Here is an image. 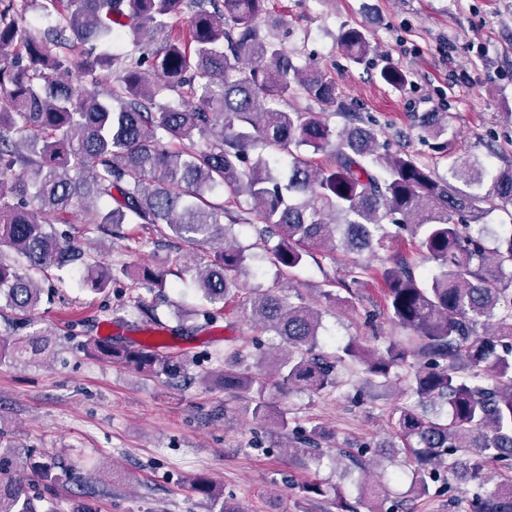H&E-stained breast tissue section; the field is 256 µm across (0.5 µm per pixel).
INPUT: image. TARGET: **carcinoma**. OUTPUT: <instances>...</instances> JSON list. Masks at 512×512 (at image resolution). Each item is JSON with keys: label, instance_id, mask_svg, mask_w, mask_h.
Instances as JSON below:
<instances>
[{"label": "carcinoma", "instance_id": "cac0c4a2", "mask_svg": "<svg viewBox=\"0 0 512 512\" xmlns=\"http://www.w3.org/2000/svg\"><path fill=\"white\" fill-rule=\"evenodd\" d=\"M27 2L0 0V92L8 101L0 109V245L25 262L20 272L0 260L4 307L26 318L41 301L44 272L75 260L92 292L112 281V269L91 248L52 229L72 213L81 215L78 234L87 241L124 224H162L186 243L170 263L192 274L205 302L193 311V331L208 327L211 307L234 296V273L248 259L229 243L236 220L224 223L218 194L230 201L248 196L264 225L261 236L278 238L272 262L288 277L315 248L332 259L339 247L387 250L385 225L394 224L436 268L419 275L401 255L383 270L351 271L344 302L378 275L387 318L408 332L384 350L351 339L331 356L316 352L319 313L280 289L250 292L242 317L287 346L272 361L284 391H327L338 384V369L358 364L371 376L404 383L406 393L436 408L433 418L416 408L395 417L404 463L414 464L413 496L428 495L440 472L451 471L476 487L464 497V512H512V167L487 171L477 157L449 155L447 179L406 151L389 152L376 120L351 111L315 62L298 63L285 46L287 20L269 0H40L54 20L43 38L23 24ZM177 18L187 22L188 36L172 33ZM337 41L354 63L371 51L361 28L342 29ZM378 78L395 89L408 82L390 63ZM297 99L321 111L274 107ZM330 109L347 126L331 129ZM418 122L432 149L448 155V122L434 112ZM485 176L491 186L483 192ZM107 199L116 207L105 211L99 203ZM498 211L509 223L490 248L482 223ZM203 246L214 250L207 262L197 252ZM142 280L163 288L166 270L146 269ZM147 331L152 337L134 345L97 337L91 353L179 377L183 365L169 353L165 327ZM50 350L47 334L0 337V358L14 364ZM215 382L248 394L255 422L268 417L265 374L226 366ZM279 429L291 455L322 456L321 427L291 431L283 417ZM491 466L502 480L487 489ZM17 467L47 487L57 480L49 457H21ZM196 489L211 512H244L203 482ZM0 512L60 510L53 498L29 494L6 465ZM370 512L409 507L385 492Z\"/></svg>", "mask_w": 512, "mask_h": 512}]
</instances>
